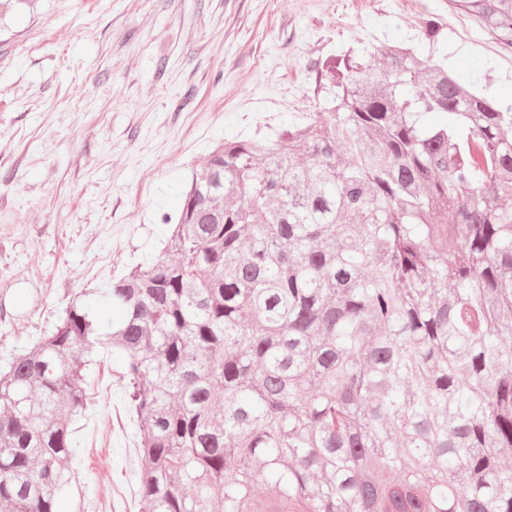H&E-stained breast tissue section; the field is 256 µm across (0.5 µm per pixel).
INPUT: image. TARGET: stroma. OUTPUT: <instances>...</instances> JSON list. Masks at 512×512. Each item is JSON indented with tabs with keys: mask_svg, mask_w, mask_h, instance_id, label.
I'll use <instances>...</instances> for the list:
<instances>
[{
	"mask_svg": "<svg viewBox=\"0 0 512 512\" xmlns=\"http://www.w3.org/2000/svg\"><path fill=\"white\" fill-rule=\"evenodd\" d=\"M440 41L421 39L426 19ZM416 48L512 102V49L448 0H31L0 6V366L72 297L160 256L223 139L327 107L326 59ZM124 358L98 349L59 512H139Z\"/></svg>",
	"mask_w": 512,
	"mask_h": 512,
	"instance_id": "stroma-1",
	"label": "stroma"
}]
</instances>
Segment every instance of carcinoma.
Instances as JSON below:
<instances>
[{
  "instance_id": "1",
  "label": "carcinoma",
  "mask_w": 512,
  "mask_h": 512,
  "mask_svg": "<svg viewBox=\"0 0 512 512\" xmlns=\"http://www.w3.org/2000/svg\"><path fill=\"white\" fill-rule=\"evenodd\" d=\"M448 8L512 49V0ZM327 74L331 107L192 171L112 333L82 293L0 371L12 512H56L107 343L139 512H512V106L402 45Z\"/></svg>"
}]
</instances>
